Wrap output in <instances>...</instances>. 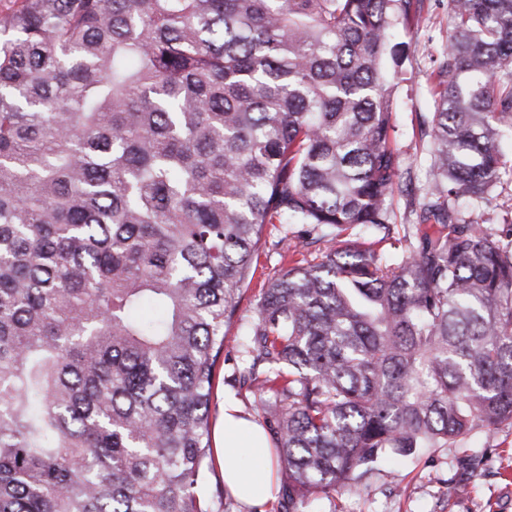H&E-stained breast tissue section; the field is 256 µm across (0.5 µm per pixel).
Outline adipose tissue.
<instances>
[{
	"label": "adipose tissue",
	"instance_id": "ef3b65f1",
	"mask_svg": "<svg viewBox=\"0 0 512 512\" xmlns=\"http://www.w3.org/2000/svg\"><path fill=\"white\" fill-rule=\"evenodd\" d=\"M214 440L216 464L228 493L246 508L274 500L278 490L275 450L265 429L244 416L234 397L224 399Z\"/></svg>",
	"mask_w": 512,
	"mask_h": 512
}]
</instances>
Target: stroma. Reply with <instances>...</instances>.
<instances>
[{"mask_svg":"<svg viewBox=\"0 0 512 512\" xmlns=\"http://www.w3.org/2000/svg\"><path fill=\"white\" fill-rule=\"evenodd\" d=\"M429 12L420 25L401 39L405 56L403 80L394 95L396 143L402 153V167L409 189H419L432 178L429 160L419 148L412 127L415 115L431 108L429 74L436 70L448 44V0H428ZM280 227L267 225L266 240L255 259L256 271L244 287L236 318L224 329V377L219 392L233 394L246 415H253V395L235 385L245 369L241 359L244 325L257 301L286 269L289 260L276 245ZM493 448V461L476 472L472 455ZM312 512H512V426L493 433L478 432L452 448H424L411 456H390L356 494L323 496Z\"/></svg>","mask_w":512,"mask_h":512,"instance_id":"obj_1","label":"stroma"}]
</instances>
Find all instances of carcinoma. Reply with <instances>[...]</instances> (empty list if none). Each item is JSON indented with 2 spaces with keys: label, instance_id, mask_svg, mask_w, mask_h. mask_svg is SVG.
Listing matches in <instances>:
<instances>
[{
  "label": "carcinoma",
  "instance_id": "carcinoma-1",
  "mask_svg": "<svg viewBox=\"0 0 512 512\" xmlns=\"http://www.w3.org/2000/svg\"><path fill=\"white\" fill-rule=\"evenodd\" d=\"M425 0H16L0 16V512H215L224 324L268 224L296 253L243 382L288 512L376 462L512 425V0H448L433 177L402 191L398 76ZM382 233L385 258L343 236ZM154 309L144 320L139 311Z\"/></svg>",
  "mask_w": 512,
  "mask_h": 512
}]
</instances>
